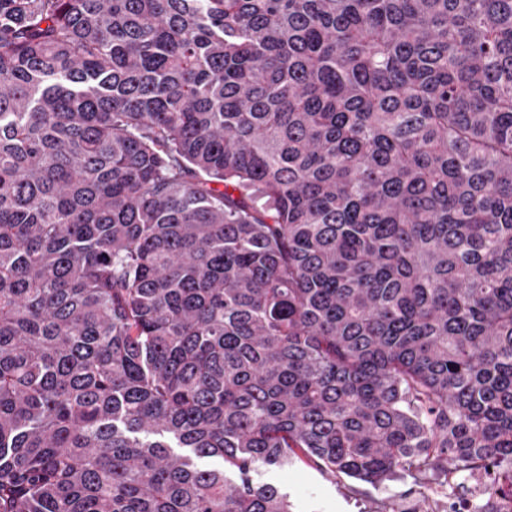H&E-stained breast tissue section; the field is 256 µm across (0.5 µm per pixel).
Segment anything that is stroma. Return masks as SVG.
I'll return each mask as SVG.
<instances>
[{"instance_id": "stroma-1", "label": "stroma", "mask_w": 512, "mask_h": 512, "mask_svg": "<svg viewBox=\"0 0 512 512\" xmlns=\"http://www.w3.org/2000/svg\"><path fill=\"white\" fill-rule=\"evenodd\" d=\"M252 478L286 493L293 512H378L385 502L395 512H434L437 502L448 499V473L443 469L424 478L403 474L375 486L295 462L259 467Z\"/></svg>"}]
</instances>
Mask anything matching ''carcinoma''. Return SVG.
<instances>
[{"instance_id": "obj_1", "label": "carcinoma", "mask_w": 512, "mask_h": 512, "mask_svg": "<svg viewBox=\"0 0 512 512\" xmlns=\"http://www.w3.org/2000/svg\"><path fill=\"white\" fill-rule=\"evenodd\" d=\"M294 461L512 500V0H0V512Z\"/></svg>"}]
</instances>
